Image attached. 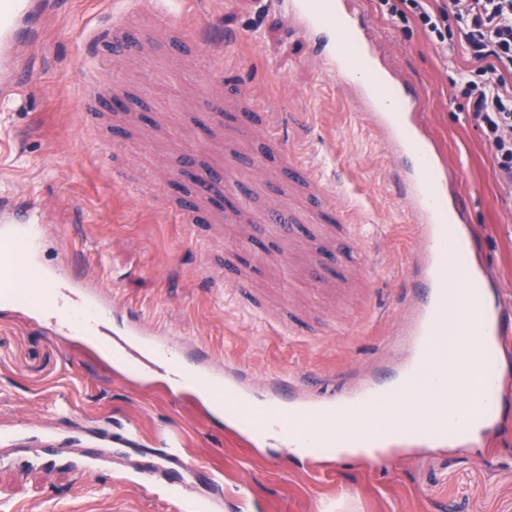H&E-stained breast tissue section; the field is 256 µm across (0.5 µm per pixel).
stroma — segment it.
<instances>
[{"mask_svg":"<svg viewBox=\"0 0 512 512\" xmlns=\"http://www.w3.org/2000/svg\"><path fill=\"white\" fill-rule=\"evenodd\" d=\"M38 2L46 20L26 53L23 84L0 94V203L31 198L39 204L51 227L41 258L59 270L60 287L82 270L145 319L196 340L216 359L258 373L313 374L323 392L340 390L348 365H355L357 380L375 369L401 315L411 219L389 179L390 163L354 102L304 41L285 38L287 16L263 13L257 0H143L132 37L164 26L174 11L186 31L167 53L147 46L141 59L123 61L90 40L123 10L122 0ZM363 9L394 67L420 88L449 168L463 173L469 236L480 243L496 289L512 303V195L503 190L484 136L452 85L472 60L463 48L440 49L415 24L383 14L376 0H363ZM201 30L222 41L233 61L221 87L225 110L238 108L233 85L247 83L259 97L301 116V123H285L284 143L308 153L328 175H341L364 222L385 225V236L368 240L364 259L353 261L360 276L342 298L312 301L304 244L296 245L289 266L270 254L254 271L242 246L250 225L206 220L190 231L165 220L181 195L171 182L190 153L216 168L237 159L239 191L252 196L257 209L288 201L278 191L280 167L254 185L249 159L259 143L225 133L215 144L198 139L207 92L184 84L179 74L202 66L191 40ZM91 76L113 97L145 98L151 123L109 109L88 122L84 84ZM226 275L248 280L266 307L288 305L308 320L312 335L288 337L247 300L224 296L213 283ZM47 326L46 319L0 303V433L40 420L56 399L70 402L53 421L62 450L53 470L35 460L45 448L40 431L0 441V512H98L104 495L116 512H174L167 498L144 497L114 481V467L89 475L78 469L101 432L130 421L141 424L147 439L116 449L117 465L150 459L149 434L174 424L194 452L223 469L225 501L236 502L245 491L262 512H317L327 495L344 512H512V405L476 445L395 454L378 469L340 461L312 471L287 449L252 448L205 426L197 407L171 398L163 384L131 386L84 337L61 342Z\"/></svg>","mask_w":512,"mask_h":512,"instance_id":"1","label":"stroma"}]
</instances>
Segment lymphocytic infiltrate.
Returning <instances> with one entry per match:
<instances>
[{
	"label": "lymphocytic infiltrate",
	"mask_w": 512,
	"mask_h": 512,
	"mask_svg": "<svg viewBox=\"0 0 512 512\" xmlns=\"http://www.w3.org/2000/svg\"><path fill=\"white\" fill-rule=\"evenodd\" d=\"M380 11L414 21L440 48L458 45L476 63L458 92L483 133L500 182L512 190V0H377Z\"/></svg>",
	"instance_id": "obj_1"
}]
</instances>
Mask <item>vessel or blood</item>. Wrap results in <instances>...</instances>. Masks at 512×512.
I'll use <instances>...</instances> for the list:
<instances>
[{"label":"vessel or blood","instance_id":"1","mask_svg":"<svg viewBox=\"0 0 512 512\" xmlns=\"http://www.w3.org/2000/svg\"><path fill=\"white\" fill-rule=\"evenodd\" d=\"M280 6L293 20L289 37L314 43L315 59L327 73L342 79L363 118L383 142L394 183L421 243L412 259L407 313L402 323L408 351L400 365L338 395L314 392L308 376L292 372L277 371L255 380L235 365L217 361L204 347L153 326L133 309L117 316L116 301L98 294L81 278L71 280L66 295L58 288L57 272L32 279L30 271L39 259L40 240L49 227L43 212L30 204L0 206V242L13 249L11 258L0 262V295L31 297L53 309L56 317L49 328L51 335L65 340L71 331L78 330L106 341L136 370L168 375L176 389L195 382L212 388L233 411L235 429L248 430L254 445L284 447L302 437L304 431L324 432L333 413L351 419L354 429H368L373 441L382 442L385 425L403 427L413 415L402 408L383 423L372 419V412L383 399H402L417 385L447 374V358L432 353L429 346L446 342L461 318L467 320L473 336L458 366L464 374L481 381L485 398L479 411L491 413L506 398L494 365L499 338L505 333L501 302L493 298L492 283L476 255L448 249L449 241L463 236L469 221L468 202L423 119L419 93L381 59L380 43L361 15L357 0H281ZM126 20L123 13L113 17L107 27L93 34V42L107 46L116 58L137 56L147 43L169 44L171 31L167 28L150 33L146 43L130 41ZM38 25L32 0H0L1 93L18 86L22 75L18 50ZM197 43L207 60L197 82L218 83L224 72L222 44L203 34L198 35ZM237 90L244 111H225L224 101L217 95L210 96L204 107L216 125L229 127L236 138L249 141L257 135L262 137L268 152L253 160L252 167L263 171L271 159L281 158L291 199L288 204L262 211L252 210L239 200L217 210V218L227 223L261 225L260 238L265 242L284 239L289 224L306 225V235L312 242L327 241L336 224L345 225L347 237L367 239L368 225L349 222L342 184L328 178L321 165L304 153L284 146L280 105L261 101L246 84H238ZM348 276L346 268L318 257L313 260V278L318 286L340 283ZM271 321L291 336L309 332L305 321L290 312L272 315ZM260 406L275 411L271 434L249 429ZM301 418L307 420V430L297 428ZM144 438L142 427L134 423L108 434L107 441L111 447L126 448L141 444ZM155 439L160 445L157 453L147 463L122 474V481L146 495L166 494L176 512H213V500L197 496L185 477L202 476L219 491L224 487L223 470L209 466L189 451L179 427H168Z\"/></svg>","mask_w":512,"mask_h":512}]
</instances>
